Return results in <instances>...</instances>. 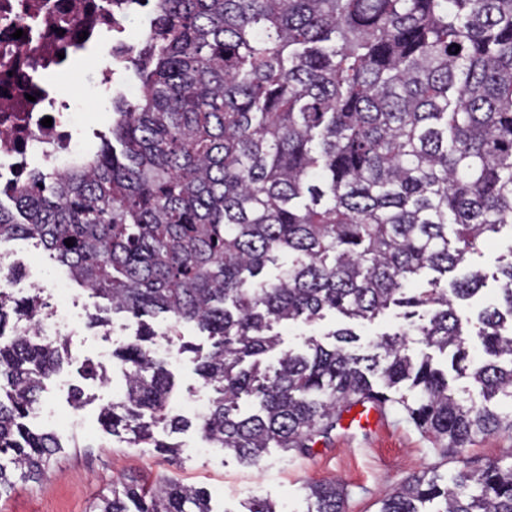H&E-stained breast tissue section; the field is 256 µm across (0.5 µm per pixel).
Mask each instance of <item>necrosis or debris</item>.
Segmentation results:
<instances>
[{
  "label": "necrosis or debris",
  "instance_id": "1",
  "mask_svg": "<svg viewBox=\"0 0 512 512\" xmlns=\"http://www.w3.org/2000/svg\"><path fill=\"white\" fill-rule=\"evenodd\" d=\"M156 0H0V194L35 174H62L86 164L97 128L79 129L69 89L46 76L63 61L92 55L98 87L125 98L123 77L140 50L125 21H151ZM51 126H43L44 118Z\"/></svg>",
  "mask_w": 512,
  "mask_h": 512
}]
</instances>
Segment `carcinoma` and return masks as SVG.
Segmentation results:
<instances>
[{"instance_id":"obj_1","label":"carcinoma","mask_w":512,"mask_h":512,"mask_svg":"<svg viewBox=\"0 0 512 512\" xmlns=\"http://www.w3.org/2000/svg\"><path fill=\"white\" fill-rule=\"evenodd\" d=\"M133 71L142 91L112 103L90 166L40 175L14 208L0 205V243L38 240L133 322L114 353L122 400L101 415L112 435L174 456L179 445L152 427H188L147 346L144 317L156 313L208 332L196 371L215 397L198 429L244 464L270 448L309 451L372 398L438 448L512 432V259L469 338L455 303L485 275L442 285L512 228V0H160ZM392 306L422 314L364 354L343 327L330 345L311 339L263 362L279 346L274 322L326 310L371 321ZM40 313L38 297L0 290V493L43 478L62 448L27 424L67 352L31 331ZM411 332L451 352L481 402L409 355ZM307 497L309 512H345L339 483L310 484ZM92 512L212 509L206 490L163 478L114 487ZM378 512H512V465L414 475Z\"/></svg>"}]
</instances>
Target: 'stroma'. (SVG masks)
<instances>
[{
	"label": "stroma",
	"mask_w": 512,
	"mask_h": 512,
	"mask_svg": "<svg viewBox=\"0 0 512 512\" xmlns=\"http://www.w3.org/2000/svg\"><path fill=\"white\" fill-rule=\"evenodd\" d=\"M92 67L91 58H83L66 66L52 81L67 86L83 117L105 129L112 125L108 101L86 93ZM511 257L512 231L506 229L469 257V265L482 269L487 281L475 297L457 306L464 329H473L479 311L494 297L498 284L493 276ZM13 271L29 281L30 293L39 295L44 303L52 300L50 286L66 281L68 276L67 269L34 239L0 244V272ZM60 303L73 317L75 332L68 338L67 359L47 381L40 408L30 415L29 423L52 431L62 449L41 482H17L13 490L0 496V512H90L93 502L109 493L115 483L133 480L149 486L166 475L206 488L215 512H238L241 503L252 498L274 502L278 512H308L305 486L321 480H336L346 487L347 512H377L386 494L427 467L444 463L445 474L451 476L462 469L481 468L491 460H506L512 451V435L500 432L445 454L403 416L394 414L390 426L372 437L343 439L334 432L329 438L318 439L307 454L292 455L273 448L256 465L243 464L233 453L209 447L194 427L174 437L180 450L172 465L157 449L114 441L103 431L98 416L120 399L122 373L110 372L105 383L85 380L81 373L83 362H102L105 355L128 342L130 329L125 318L114 314L108 326H91L90 316L99 300L74 283L63 289ZM346 323L345 317L329 311L314 323H276L272 331L278 335L281 349L300 350L311 337L330 344V331ZM152 325L169 340L170 353L164 361L172 375L176 409L184 410L186 401L196 394L211 399L213 390L195 373L192 353L177 351L185 342L209 349L207 334L193 325L174 324L164 314L153 319ZM76 385L88 398L78 409L69 400V391Z\"/></svg>",
	"instance_id": "35a3bbf8"
}]
</instances>
